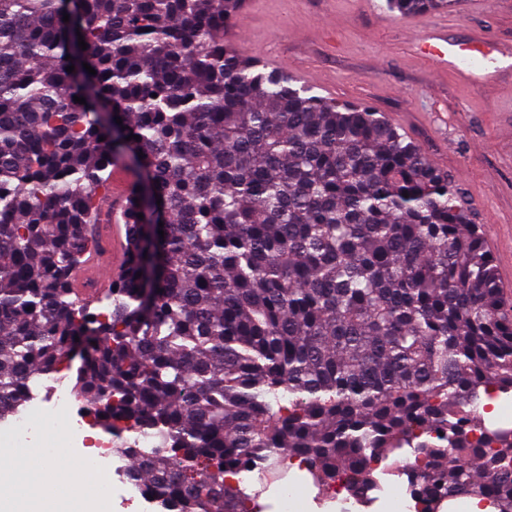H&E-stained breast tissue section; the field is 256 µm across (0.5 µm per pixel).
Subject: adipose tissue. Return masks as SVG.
<instances>
[{
    "instance_id": "ef3b65f1",
    "label": "adipose tissue",
    "mask_w": 512,
    "mask_h": 512,
    "mask_svg": "<svg viewBox=\"0 0 512 512\" xmlns=\"http://www.w3.org/2000/svg\"><path fill=\"white\" fill-rule=\"evenodd\" d=\"M64 465L58 452L37 459L32 448L0 440V505L7 512H45L43 503L57 489Z\"/></svg>"
}]
</instances>
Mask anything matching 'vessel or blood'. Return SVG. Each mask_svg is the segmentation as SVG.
<instances>
[{
	"label": "vessel or blood",
	"instance_id": "b4317fda",
	"mask_svg": "<svg viewBox=\"0 0 512 512\" xmlns=\"http://www.w3.org/2000/svg\"><path fill=\"white\" fill-rule=\"evenodd\" d=\"M415 44L421 56L436 60L441 68L458 70L473 79L483 76L494 52L493 47L460 43L442 33L418 37ZM129 182V173L122 166H115L107 206L101 214L102 221L92 227L98 250L91 253L75 276V292L84 303L95 304L124 263L126 242L123 227L116 224L114 218L125 205Z\"/></svg>",
	"mask_w": 512,
	"mask_h": 512
}]
</instances>
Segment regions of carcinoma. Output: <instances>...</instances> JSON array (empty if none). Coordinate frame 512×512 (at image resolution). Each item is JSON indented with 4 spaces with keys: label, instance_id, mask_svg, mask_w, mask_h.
I'll return each mask as SVG.
<instances>
[{
    "label": "carcinoma",
    "instance_id": "carcinoma-1",
    "mask_svg": "<svg viewBox=\"0 0 512 512\" xmlns=\"http://www.w3.org/2000/svg\"><path fill=\"white\" fill-rule=\"evenodd\" d=\"M242 2L0 0V413L77 353L112 453L154 439L129 469L166 512H254L233 474L295 459L354 498L395 470L418 512H512V427L484 416L512 310L471 209L375 109L245 56ZM131 160L96 312L72 280Z\"/></svg>",
    "mask_w": 512,
    "mask_h": 512
}]
</instances>
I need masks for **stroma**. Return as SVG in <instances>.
<instances>
[{
  "label": "stroma",
  "instance_id": "obj_1",
  "mask_svg": "<svg viewBox=\"0 0 512 512\" xmlns=\"http://www.w3.org/2000/svg\"><path fill=\"white\" fill-rule=\"evenodd\" d=\"M385 0H244L229 37L251 58H281L299 84L322 97L368 105L421 144L447 171L476 223L498 231L496 266L512 261V57L479 81L419 57L416 34L447 21L461 41L512 49V15L498 0L422 15L417 26Z\"/></svg>",
  "mask_w": 512,
  "mask_h": 512
}]
</instances>
